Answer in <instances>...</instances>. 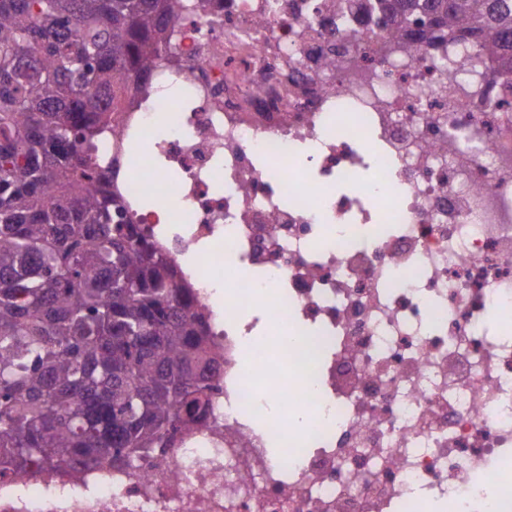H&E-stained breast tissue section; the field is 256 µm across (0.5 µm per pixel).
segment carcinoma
Here are the masks:
<instances>
[{"mask_svg":"<svg viewBox=\"0 0 512 512\" xmlns=\"http://www.w3.org/2000/svg\"><path fill=\"white\" fill-rule=\"evenodd\" d=\"M512 52V0H376ZM184 0H0V478L127 463L206 413L216 354L191 291L92 161Z\"/></svg>","mask_w":512,"mask_h":512,"instance_id":"1","label":"carcinoma"}]
</instances>
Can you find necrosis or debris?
Here are the masks:
<instances>
[{"mask_svg": "<svg viewBox=\"0 0 512 512\" xmlns=\"http://www.w3.org/2000/svg\"><path fill=\"white\" fill-rule=\"evenodd\" d=\"M184 2L93 160L205 313L210 410L0 512H512V70L366 0Z\"/></svg>", "mask_w": 512, "mask_h": 512, "instance_id": "obj_1", "label": "necrosis or debris"}]
</instances>
